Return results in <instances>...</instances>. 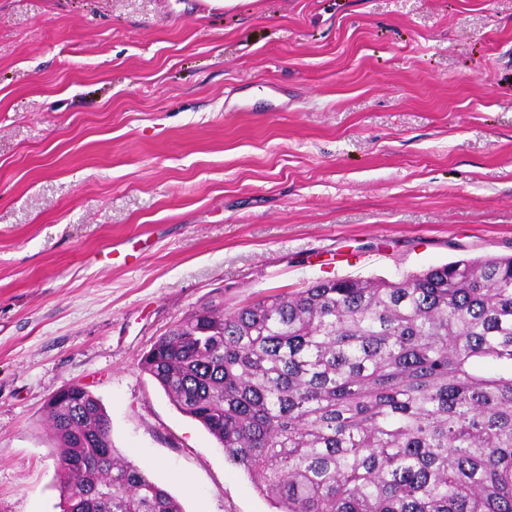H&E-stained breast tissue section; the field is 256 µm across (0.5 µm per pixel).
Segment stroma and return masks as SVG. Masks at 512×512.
Segmentation results:
<instances>
[{
    "label": "stroma",
    "instance_id": "35a3bbf8",
    "mask_svg": "<svg viewBox=\"0 0 512 512\" xmlns=\"http://www.w3.org/2000/svg\"><path fill=\"white\" fill-rule=\"evenodd\" d=\"M512 255V0H0V512L81 384L183 512H275L144 372L186 314Z\"/></svg>",
    "mask_w": 512,
    "mask_h": 512
}]
</instances>
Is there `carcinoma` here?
Masks as SVG:
<instances>
[{
  "mask_svg": "<svg viewBox=\"0 0 512 512\" xmlns=\"http://www.w3.org/2000/svg\"><path fill=\"white\" fill-rule=\"evenodd\" d=\"M140 365L279 512H512V256L205 304ZM47 415L63 512H182L90 391Z\"/></svg>",
  "mask_w": 512,
  "mask_h": 512,
  "instance_id": "1",
  "label": "carcinoma"
}]
</instances>
